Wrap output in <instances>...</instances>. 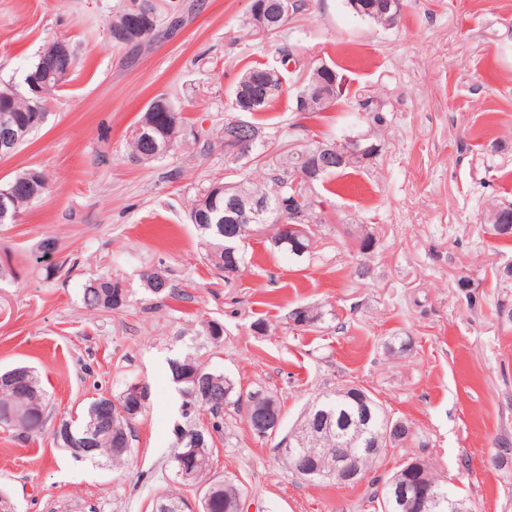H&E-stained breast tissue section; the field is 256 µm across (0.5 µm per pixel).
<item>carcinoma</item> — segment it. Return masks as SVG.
<instances>
[{"instance_id":"cac0c4a2","label":"carcinoma","mask_w":512,"mask_h":512,"mask_svg":"<svg viewBox=\"0 0 512 512\" xmlns=\"http://www.w3.org/2000/svg\"><path fill=\"white\" fill-rule=\"evenodd\" d=\"M144 8L150 15L149 32L151 36L158 33L160 5L157 0H122L109 23L112 41L121 46L137 45L140 40L132 39V32L126 28L128 16L135 12V7ZM304 0H251L249 20L253 27L263 26L266 34L278 35L288 23L290 17L303 11ZM58 42L54 41L44 48L36 63L25 78L27 94L18 93L9 87L0 88V116L5 114L13 123L26 129V136H31L41 126L45 113L35 112L30 107L34 94L31 78L41 77L42 73L55 65ZM299 61L290 47L282 46L278 50L276 65L264 63L245 69L239 85L246 86L250 81L259 82L263 100L253 105L244 104L240 96H235V112L247 111L251 114L266 111L284 93L286 76L296 71ZM305 86L309 93L302 107L295 108L297 119L294 126L306 132L307 122L323 117V114L339 103L354 105L361 111L359 119L375 129L386 125L384 106L362 89L353 92L343 83L329 81L322 69L310 70ZM144 133L131 131V161L150 163L175 152L185 142L180 134L183 122L181 112L163 95L152 99L143 113ZM252 130L261 137L255 141L250 151L251 161L259 167H269L267 180L258 183L251 177L231 178L230 188L224 190L210 186L204 189L194 200L190 211V220L200 231L206 260L215 268L239 272L244 263L243 253L237 251L233 256L224 254V242L233 240L241 242L250 233L257 231L263 224L276 227L272 243L282 236L281 224H297L303 227L304 243L301 247L286 248V252L296 257L307 254L312 248L318 228L326 223L322 215V202L312 194V185L325 184L334 179L349 175L361 168L357 161L338 167L324 166V159L319 147L326 144H342L349 134L338 138L328 137L322 141L313 140L303 148L283 151L272 163L265 161V152L277 144L276 132L265 125L251 121ZM309 168L317 173L313 184L298 179L302 169ZM12 181L24 184V191L14 195L0 206V224H9L15 220L22 209L41 198L48 187L44 173L35 168L17 172ZM263 204L267 208L265 216L250 219L245 216L252 206ZM487 224L492 235L502 238L512 237V203L494 206L487 215ZM358 240V252L368 254L374 247L373 233L364 226L353 231ZM149 291L158 298L171 295V284L167 270L155 267L143 274ZM128 291L119 278L96 276L88 279L83 286L82 299L90 310H116L127 302ZM289 319L294 323L302 322L311 329L322 319V314L311 307H295L289 312ZM173 382L183 398L182 417L185 422L174 427L177 446L174 449L172 463L177 476L189 472V482L203 486V493L209 494L206 507L202 512H238V500L241 491L229 480H213L208 476L210 456L215 446L213 435L224 433L226 421L224 415L230 411H239L237 406L240 389L224 371L209 368L198 356H184L168 362ZM23 372L20 384L10 386L0 383V428L10 429L12 419H17L28 428V435L40 433L45 424L46 404L40 380L35 371L28 366H20ZM132 393L124 390L119 397L111 399L101 396L91 401L81 413L80 421L74 425L63 422L55 433L56 442L68 448L75 458L97 464L101 460H129L131 458L132 422L129 405ZM375 405L378 411V423L359 440L361 447L378 448L396 447L405 442L409 428L395 439L386 434L384 419L386 414L379 402L362 389L349 387L342 391H330L322 394L309 405L298 427L301 432L310 430L320 420V412L330 414L333 433L324 437L319 443L302 449V453L317 459L327 453H335L343 448L344 439L353 435L362 424L361 408ZM206 411L213 418L212 424L202 428L192 424V416L198 411ZM83 448L92 452L85 454ZM187 506L184 498L178 494H168L159 498L155 512H184Z\"/></svg>"}]
</instances>
